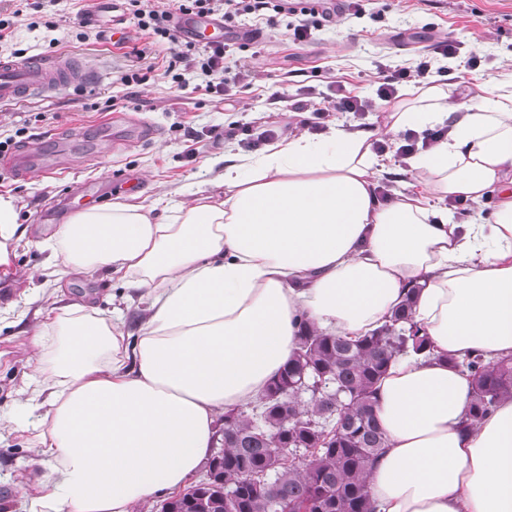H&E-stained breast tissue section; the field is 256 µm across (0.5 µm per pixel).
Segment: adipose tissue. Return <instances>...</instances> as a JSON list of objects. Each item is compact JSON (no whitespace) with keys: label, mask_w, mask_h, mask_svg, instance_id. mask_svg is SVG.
Returning a JSON list of instances; mask_svg holds the SVG:
<instances>
[{"label":"adipose tissue","mask_w":512,"mask_h":512,"mask_svg":"<svg viewBox=\"0 0 512 512\" xmlns=\"http://www.w3.org/2000/svg\"><path fill=\"white\" fill-rule=\"evenodd\" d=\"M439 127L409 161L416 187L379 197V142ZM178 202L75 213L44 242L56 280L102 272L146 315L52 308L33 335L39 452L50 489L27 512H135L211 457L224 412L255 401L292 358L301 320L360 336L406 294L433 353L399 359L377 387L388 446L369 471L374 512H512V397L471 420L453 363L512 358V79L491 90H409L383 125L292 133L232 154ZM497 203L458 223L445 200Z\"/></svg>","instance_id":"ef3b65f1"}]
</instances>
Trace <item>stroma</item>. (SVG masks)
<instances>
[{"mask_svg":"<svg viewBox=\"0 0 512 512\" xmlns=\"http://www.w3.org/2000/svg\"><path fill=\"white\" fill-rule=\"evenodd\" d=\"M85 9L92 14L95 38L73 39L62 49L97 67L99 83L0 105V140L13 137L18 149L36 145L41 163L56 169L19 179L0 168V195L15 198L23 233L15 257L0 265V512H25L24 491L40 487L50 475V462L36 448L45 410L29 403L35 355L28 339L53 301L54 286H61L64 303L90 304L106 313L123 309L130 332L145 312L141 304L126 307L121 287L98 273L55 283L40 244L55 231L57 216L83 206L80 184L107 182L96 199L100 206L162 194L188 199L215 178L216 159L240 149L235 138L210 143L212 129L299 122L294 100L326 93L333 80L353 94L374 97L380 71L416 65L445 37L462 41L465 52L476 53L481 62L474 70L451 66L433 74V82L486 85L512 75V0H363L359 14L322 21L315 42L283 44L277 52L252 56L254 79L230 103L197 90L192 74L178 96L158 73L131 92L115 84L126 60L111 53L113 41L124 36L130 45L141 43L119 0H41V14L52 27H33L28 17H19L12 49L28 57L51 54V40ZM196 138L207 147L192 159L187 148ZM126 173L136 174L135 188L120 184ZM22 410L27 425L18 429L10 419Z\"/></svg>","mask_w":512,"mask_h":512,"instance_id":"obj_1","label":"stroma"}]
</instances>
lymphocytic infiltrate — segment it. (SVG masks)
<instances>
[{"instance_id": "lymphocytic-infiltrate-1", "label": "lymphocytic infiltrate", "mask_w": 512, "mask_h": 512, "mask_svg": "<svg viewBox=\"0 0 512 512\" xmlns=\"http://www.w3.org/2000/svg\"><path fill=\"white\" fill-rule=\"evenodd\" d=\"M124 11L133 25L147 38L144 47L132 48L131 54L137 59L134 67L119 71L115 77L117 84L131 88L147 82L155 71L148 58L154 46L167 44L171 54L163 75L169 78L174 90H181L182 76L187 71H198L206 78V93L231 99L236 88L246 85L252 71L245 60L235 58L232 44L212 41L198 45L196 41L183 39L176 26V18L193 15L200 18L218 16L232 20L241 15L251 16L255 21L266 20L269 13L296 16V23L290 24L284 35L285 42L295 45L309 43L312 27L309 17L317 15L316 7L298 6L296 0H122ZM461 53L460 41L454 39L435 43L431 49V60L423 61L415 67H400L387 72L376 90L375 98H363L337 86L333 95L327 96L325 103L313 100L303 101L301 108L310 112L314 120L312 129L321 130L326 120L336 112H369L377 104L394 103L398 98V85L411 82L417 85L428 81L432 59L455 60Z\"/></svg>"}]
</instances>
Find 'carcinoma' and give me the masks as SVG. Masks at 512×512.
I'll return each mask as SVG.
<instances>
[{
    "label": "carcinoma",
    "instance_id": "carcinoma-1",
    "mask_svg": "<svg viewBox=\"0 0 512 512\" xmlns=\"http://www.w3.org/2000/svg\"><path fill=\"white\" fill-rule=\"evenodd\" d=\"M412 306L408 295L388 321L356 339L302 321L294 356L255 405L224 413V443L208 462L207 484L167 498L160 512H372L367 475L387 447L374 414L377 384L399 358L431 352ZM458 367L472 380L473 419L512 397V359L490 365L474 355ZM320 381L315 397L309 387ZM284 437L304 450L305 462L279 455Z\"/></svg>",
    "mask_w": 512,
    "mask_h": 512
}]
</instances>
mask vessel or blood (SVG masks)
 Returning <instances> with one entry per match:
<instances>
[{
	"instance_id": "b4317fda",
	"label": "vessel or blood",
	"mask_w": 512,
	"mask_h": 512,
	"mask_svg": "<svg viewBox=\"0 0 512 512\" xmlns=\"http://www.w3.org/2000/svg\"><path fill=\"white\" fill-rule=\"evenodd\" d=\"M179 26L193 37L224 34L221 20L183 17ZM92 70L73 56L59 54L44 59L0 58V104H11L57 92L68 86L94 81Z\"/></svg>"
}]
</instances>
